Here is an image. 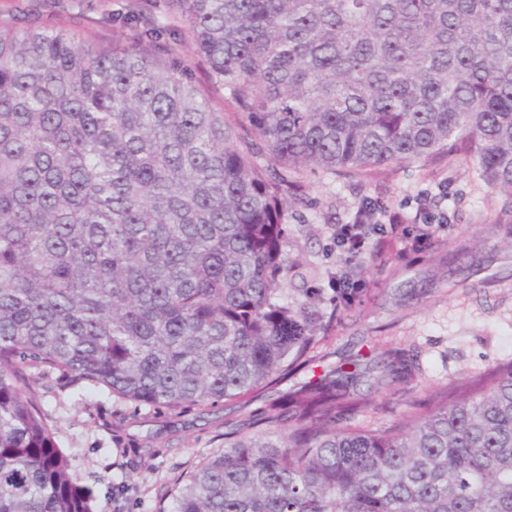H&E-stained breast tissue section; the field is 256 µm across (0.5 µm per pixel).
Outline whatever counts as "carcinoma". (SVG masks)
Segmentation results:
<instances>
[{"instance_id":"cac0c4a2","label":"carcinoma","mask_w":512,"mask_h":512,"mask_svg":"<svg viewBox=\"0 0 512 512\" xmlns=\"http://www.w3.org/2000/svg\"><path fill=\"white\" fill-rule=\"evenodd\" d=\"M166 7L231 111L141 0L112 43L0 22V512H97L28 395L43 370L137 410L261 398L158 512H512V363L362 426L357 386L416 356L313 355L351 302L314 320L282 288L301 170L458 159L512 217V0ZM188 64L192 69L193 76L197 84L205 91L210 97L212 103L217 107L221 108L224 103V92L222 90H214L207 81L206 78V64L198 57L189 55L186 57Z\"/></svg>"}]
</instances>
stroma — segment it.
<instances>
[{"mask_svg":"<svg viewBox=\"0 0 512 512\" xmlns=\"http://www.w3.org/2000/svg\"><path fill=\"white\" fill-rule=\"evenodd\" d=\"M123 0H0V20L19 29L63 26L109 41L127 34L114 13ZM306 190L288 211L284 251L293 270L288 295L324 313L336 297V276L352 272L354 308L319 345V353L412 351L420 371L406 386L377 392L360 385L375 407L372 426L404 419L412 402L486 369L512 362V224L487 229L503 192L478 180L471 166L441 162L376 169L353 178L305 175ZM371 202L415 214H446L448 226L421 251L388 243L381 257L345 262L332 253L336 225ZM32 391L61 449L82 482L93 485L98 512H155L172 482L224 446V422L246 419L252 404L185 411L134 410L44 371Z\"/></svg>","mask_w":512,"mask_h":512,"instance_id":"35a3bbf8","label":"stroma"}]
</instances>
